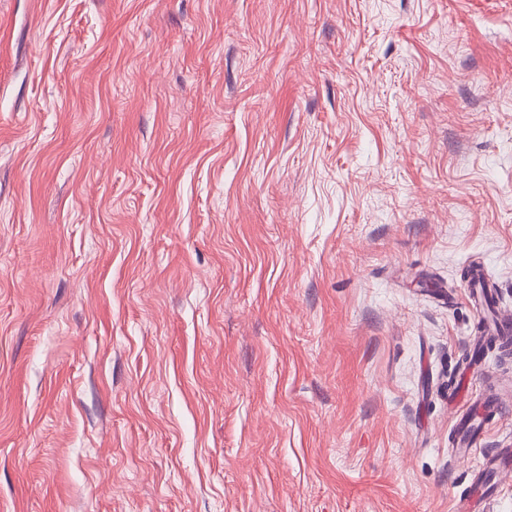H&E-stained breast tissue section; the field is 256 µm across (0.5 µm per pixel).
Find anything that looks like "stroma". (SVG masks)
<instances>
[{
	"label": "stroma",
	"mask_w": 512,
	"mask_h": 512,
	"mask_svg": "<svg viewBox=\"0 0 512 512\" xmlns=\"http://www.w3.org/2000/svg\"><path fill=\"white\" fill-rule=\"evenodd\" d=\"M512 309V0H0V512H452ZM476 403H478V408L471 409V407ZM495 408L496 402L490 398L485 391H482L475 397L472 405L466 411L462 412L455 421V425L461 426L464 430V435H467L465 442L462 444L463 447L460 448L463 455L470 456L482 446L479 438L481 431L475 435H472V433L469 432L472 423V420L470 419L471 415L476 411L480 416L484 417L488 413L493 412Z\"/></svg>",
	"instance_id": "stroma-1"
}]
</instances>
